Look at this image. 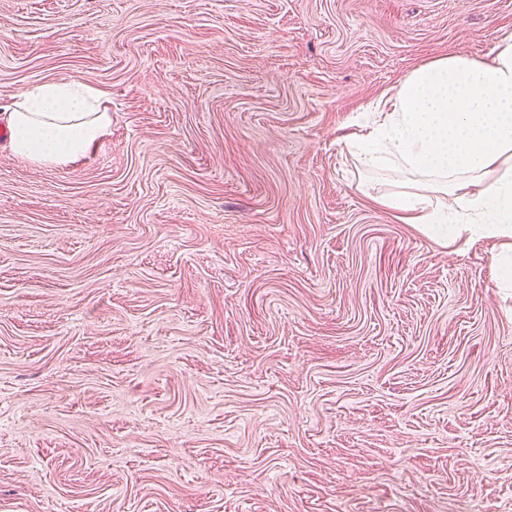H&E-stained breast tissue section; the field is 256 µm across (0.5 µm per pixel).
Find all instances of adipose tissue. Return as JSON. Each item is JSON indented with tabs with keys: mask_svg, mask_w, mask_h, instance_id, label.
Listing matches in <instances>:
<instances>
[{
	"mask_svg": "<svg viewBox=\"0 0 512 512\" xmlns=\"http://www.w3.org/2000/svg\"><path fill=\"white\" fill-rule=\"evenodd\" d=\"M12 155L40 166L86 156L111 123L84 82L28 88L6 114ZM363 169L406 173L384 207L447 243L493 239L499 287L512 288V33L487 58L457 52L412 70L394 94L354 120Z\"/></svg>",
	"mask_w": 512,
	"mask_h": 512,
	"instance_id": "1",
	"label": "adipose tissue"
}]
</instances>
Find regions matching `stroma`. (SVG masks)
<instances>
[{
	"mask_svg": "<svg viewBox=\"0 0 512 512\" xmlns=\"http://www.w3.org/2000/svg\"><path fill=\"white\" fill-rule=\"evenodd\" d=\"M512 0H0V512H512V291L378 196L351 118ZM4 114L10 153L40 166H65L86 156L111 123L98 91L74 81L34 85Z\"/></svg>",
	"mask_w": 512,
	"mask_h": 512,
	"instance_id": "35a3bbf8",
	"label": "stroma"
}]
</instances>
